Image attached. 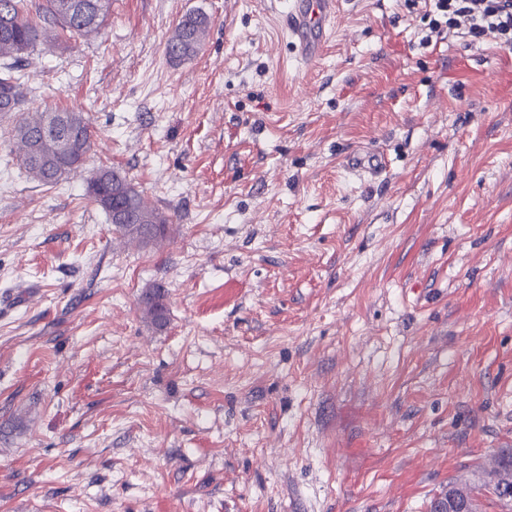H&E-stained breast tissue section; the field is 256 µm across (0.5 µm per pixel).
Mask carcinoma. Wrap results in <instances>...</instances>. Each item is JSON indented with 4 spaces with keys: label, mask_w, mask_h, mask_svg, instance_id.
Segmentation results:
<instances>
[{
    "label": "carcinoma",
    "mask_w": 512,
    "mask_h": 512,
    "mask_svg": "<svg viewBox=\"0 0 512 512\" xmlns=\"http://www.w3.org/2000/svg\"><path fill=\"white\" fill-rule=\"evenodd\" d=\"M111 0H43L39 10L77 38L98 33ZM210 31V20L201 12L186 14L165 43L170 61L196 57ZM44 36L30 16L29 0H0V104L24 102L22 55ZM19 165L33 180L53 186L77 172L94 145L88 116L82 112L54 110L23 117L13 129ZM87 193L108 215L120 235L141 244L165 238L171 216L144 203L132 182L112 167H102L87 179ZM144 318L158 329L168 321L165 291L155 285L142 296Z\"/></svg>",
    "instance_id": "obj_1"
}]
</instances>
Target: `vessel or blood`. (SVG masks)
<instances>
[{
    "instance_id": "b4317fda",
    "label": "vessel or blood",
    "mask_w": 512,
    "mask_h": 512,
    "mask_svg": "<svg viewBox=\"0 0 512 512\" xmlns=\"http://www.w3.org/2000/svg\"><path fill=\"white\" fill-rule=\"evenodd\" d=\"M337 4L338 0H289L288 39L299 60L312 63L321 56L336 17ZM348 164L374 177L386 167L384 158L374 153L351 156Z\"/></svg>"
}]
</instances>
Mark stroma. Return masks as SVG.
<instances>
[{"mask_svg": "<svg viewBox=\"0 0 512 512\" xmlns=\"http://www.w3.org/2000/svg\"><path fill=\"white\" fill-rule=\"evenodd\" d=\"M287 5L112 0L26 55L24 111L96 145L45 186L0 120V512H427L452 481L512 512V49L341 0L304 66ZM105 166L173 215L161 243L87 196ZM210 31V20L201 12L186 14L175 26L165 43L170 61L181 63L196 57L202 50ZM348 165L354 170H361L372 177H377L386 167V162L380 154L352 155ZM165 300V291L160 285L149 288L142 296L143 316L157 329L163 328L168 321V309Z\"/></svg>", "mask_w": 512, "mask_h": 512, "instance_id": "obj_1", "label": "stroma"}]
</instances>
